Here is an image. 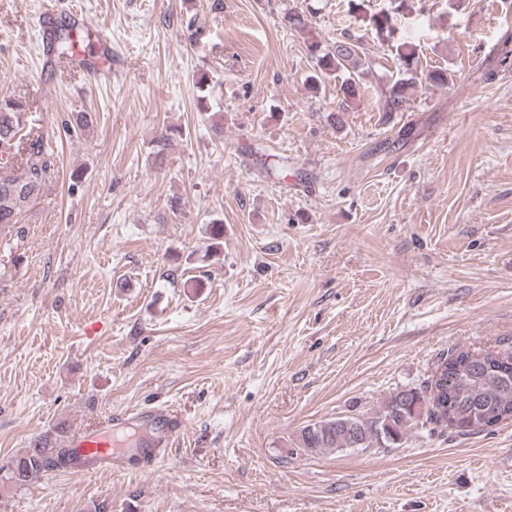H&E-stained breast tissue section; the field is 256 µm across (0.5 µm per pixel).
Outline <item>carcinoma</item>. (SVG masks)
Segmentation results:
<instances>
[{
  "instance_id": "obj_1",
  "label": "carcinoma",
  "mask_w": 512,
  "mask_h": 512,
  "mask_svg": "<svg viewBox=\"0 0 512 512\" xmlns=\"http://www.w3.org/2000/svg\"><path fill=\"white\" fill-rule=\"evenodd\" d=\"M407 0H391L393 10L363 11L364 0H349V11L355 18L384 39H394V15L405 9ZM76 29L70 24L53 25V50L60 57L73 53ZM398 72L391 76L381 92L379 111L385 120L397 112L407 111L408 91L417 81L430 86L448 83V73L433 69L424 76L417 72L416 44L395 39ZM307 50L316 60L312 85L326 77H340V90L346 98L359 95L362 80L372 68L362 37L347 35L330 45L310 38ZM12 159L9 171H0V229L18 223L22 212L39 197L52 166L53 152L46 134L37 127L30 106L21 96L0 97V155ZM474 359L471 349H455L444 357L440 376L429 375L421 384L404 392L398 390L387 397L372 416L348 415L309 424L298 435L299 447L313 452H340L346 448L374 446L399 448L416 434L432 436L448 430L458 436L484 431V427L500 420H512V351L491 352ZM78 463L68 448H48L43 442L34 444L15 457L4 481L24 485L44 472L70 468Z\"/></svg>"
}]
</instances>
